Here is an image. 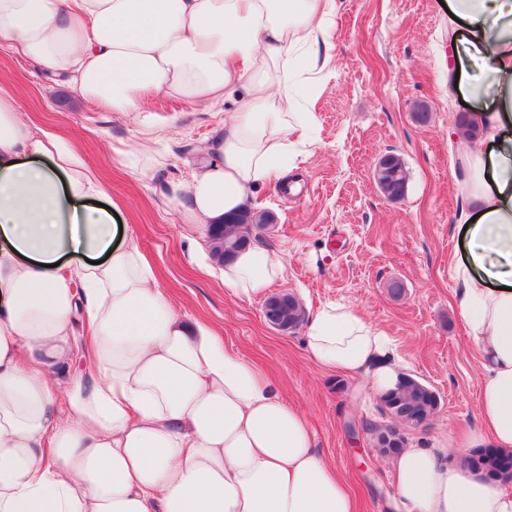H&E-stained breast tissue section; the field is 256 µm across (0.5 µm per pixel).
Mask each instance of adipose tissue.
Listing matches in <instances>:
<instances>
[{"label":"adipose tissue","mask_w":512,"mask_h":512,"mask_svg":"<svg viewBox=\"0 0 512 512\" xmlns=\"http://www.w3.org/2000/svg\"><path fill=\"white\" fill-rule=\"evenodd\" d=\"M449 93L474 101L484 146L459 138L468 220L456 300L483 370L474 446L512 452V0H447ZM336 0H0V45L81 100L129 112L152 95L231 100L224 131L169 200L189 224L255 209L296 165ZM70 145L33 130L0 88V512H357L305 415L202 320H183L115 224ZM284 274L253 242L224 261L252 297ZM86 327L85 376L66 374ZM315 363L381 394L400 372L388 336L347 306L305 325ZM441 441L392 457L397 512H512Z\"/></svg>","instance_id":"adipose-tissue-1"}]
</instances>
